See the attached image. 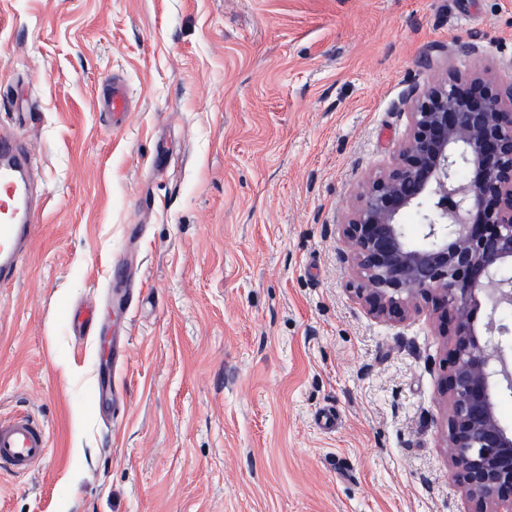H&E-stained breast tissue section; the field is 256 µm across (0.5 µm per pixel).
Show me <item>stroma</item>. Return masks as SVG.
Listing matches in <instances>:
<instances>
[{
    "label": "stroma",
    "instance_id": "35a3bbf8",
    "mask_svg": "<svg viewBox=\"0 0 512 512\" xmlns=\"http://www.w3.org/2000/svg\"><path fill=\"white\" fill-rule=\"evenodd\" d=\"M483 69L512 88V0H0V135L43 201L0 284V419L49 437L0 512H469L437 319L373 317L338 251L408 99Z\"/></svg>",
    "mask_w": 512,
    "mask_h": 512
}]
</instances>
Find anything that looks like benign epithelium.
<instances>
[{
    "label": "benign epithelium",
    "instance_id": "1",
    "mask_svg": "<svg viewBox=\"0 0 512 512\" xmlns=\"http://www.w3.org/2000/svg\"><path fill=\"white\" fill-rule=\"evenodd\" d=\"M395 164L371 177L341 225L339 259L371 314L390 321L432 302L456 325L445 378L451 478L472 512H512V93L485 75L429 84L410 104ZM413 210L411 236L402 215ZM486 310L484 332L475 328Z\"/></svg>",
    "mask_w": 512,
    "mask_h": 512
}]
</instances>
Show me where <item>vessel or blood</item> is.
Instances as JSON below:
<instances>
[{
    "label": "vessel or blood",
    "mask_w": 512,
    "mask_h": 512,
    "mask_svg": "<svg viewBox=\"0 0 512 512\" xmlns=\"http://www.w3.org/2000/svg\"><path fill=\"white\" fill-rule=\"evenodd\" d=\"M37 207L23 137H0V283L13 280L32 236ZM48 450L44 427L32 416L0 420V468L25 474Z\"/></svg>",
    "instance_id": "vessel-or-blood-1"
}]
</instances>
